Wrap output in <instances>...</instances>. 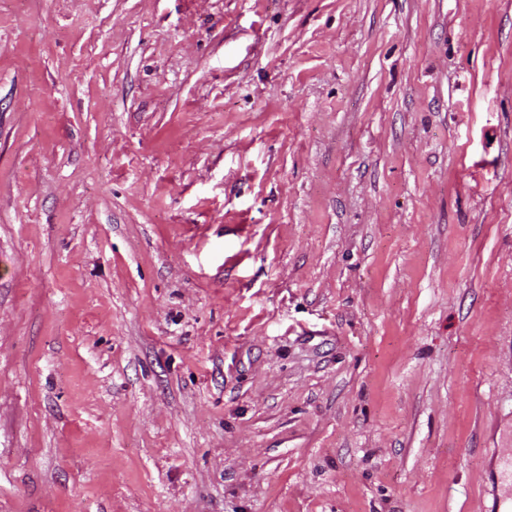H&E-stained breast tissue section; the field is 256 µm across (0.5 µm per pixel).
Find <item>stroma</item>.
Returning a JSON list of instances; mask_svg holds the SVG:
<instances>
[{"instance_id": "obj_1", "label": "stroma", "mask_w": 512, "mask_h": 512, "mask_svg": "<svg viewBox=\"0 0 512 512\" xmlns=\"http://www.w3.org/2000/svg\"><path fill=\"white\" fill-rule=\"evenodd\" d=\"M512 0H0V512H512Z\"/></svg>"}]
</instances>
